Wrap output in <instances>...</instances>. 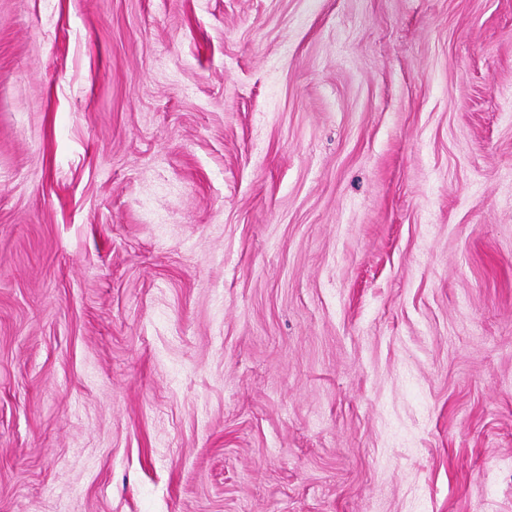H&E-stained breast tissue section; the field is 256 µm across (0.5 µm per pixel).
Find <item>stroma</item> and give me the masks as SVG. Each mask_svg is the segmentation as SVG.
Listing matches in <instances>:
<instances>
[{
	"instance_id": "obj_1",
	"label": "stroma",
	"mask_w": 512,
	"mask_h": 512,
	"mask_svg": "<svg viewBox=\"0 0 512 512\" xmlns=\"http://www.w3.org/2000/svg\"><path fill=\"white\" fill-rule=\"evenodd\" d=\"M0 512H512V0H0Z\"/></svg>"
}]
</instances>
